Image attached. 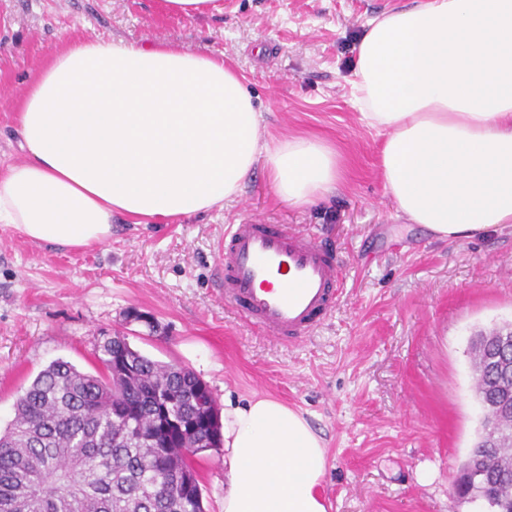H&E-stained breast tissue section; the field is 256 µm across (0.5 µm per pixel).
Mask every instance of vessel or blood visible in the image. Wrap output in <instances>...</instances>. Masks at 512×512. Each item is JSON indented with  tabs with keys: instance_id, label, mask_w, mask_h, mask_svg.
<instances>
[{
	"instance_id": "b4317fda",
	"label": "vessel or blood",
	"mask_w": 512,
	"mask_h": 512,
	"mask_svg": "<svg viewBox=\"0 0 512 512\" xmlns=\"http://www.w3.org/2000/svg\"><path fill=\"white\" fill-rule=\"evenodd\" d=\"M346 273L310 234L246 221L224 232L217 285L255 331L296 344L339 302Z\"/></svg>"
}]
</instances>
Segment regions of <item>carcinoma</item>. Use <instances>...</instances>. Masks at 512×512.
Returning a JSON list of instances; mask_svg holds the SVG:
<instances>
[{"label":"carcinoma","mask_w":512,"mask_h":512,"mask_svg":"<svg viewBox=\"0 0 512 512\" xmlns=\"http://www.w3.org/2000/svg\"><path fill=\"white\" fill-rule=\"evenodd\" d=\"M500 339L471 342L481 384L475 396L492 447L477 441L484 462L459 498L484 512H504L491 494L501 466L512 463V391L481 365ZM95 354L105 373L56 360L18 395L0 432V512H204L196 458L223 444L214 399L190 369L161 364L131 349L125 337L102 334ZM168 396L169 416L157 415Z\"/></svg>","instance_id":"1"}]
</instances>
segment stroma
Instances as JSON below:
<instances>
[{
  "label": "stroma",
  "instance_id": "obj_1",
  "mask_svg": "<svg viewBox=\"0 0 512 512\" xmlns=\"http://www.w3.org/2000/svg\"><path fill=\"white\" fill-rule=\"evenodd\" d=\"M216 2L189 17L164 0H0V165L22 158L14 110L31 80L64 41L91 35L223 56L264 140L317 136L343 169L326 200L291 206L259 165L223 207L143 224L117 215L111 239L87 249L0 224V430L52 361L100 372L94 346L109 331L192 369L216 404L270 397L301 410L325 440L327 512H478L451 491L482 418L470 338L512 321V226L447 243L408 222L383 184L385 136L361 122L346 81L364 25L410 0ZM248 219L307 231L345 263L341 300L300 345L251 329L214 286L226 225ZM225 458H197L205 512H224Z\"/></svg>",
  "mask_w": 512,
  "mask_h": 512
}]
</instances>
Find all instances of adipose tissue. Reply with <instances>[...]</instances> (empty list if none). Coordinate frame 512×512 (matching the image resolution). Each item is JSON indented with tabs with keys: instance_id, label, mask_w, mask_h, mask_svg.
I'll return each instance as SVG.
<instances>
[{
	"instance_id": "1",
	"label": "adipose tissue",
	"mask_w": 512,
	"mask_h": 512,
	"mask_svg": "<svg viewBox=\"0 0 512 512\" xmlns=\"http://www.w3.org/2000/svg\"><path fill=\"white\" fill-rule=\"evenodd\" d=\"M348 81L383 131L397 210L435 239L512 224V0H415L368 22ZM261 114L223 58L159 41L64 44L15 115L25 158L0 168V223L35 242L102 244L114 215L192 217L237 196L257 163L292 206L337 188L316 137L262 142ZM224 512H326L322 437L263 397L224 412Z\"/></svg>"
}]
</instances>
